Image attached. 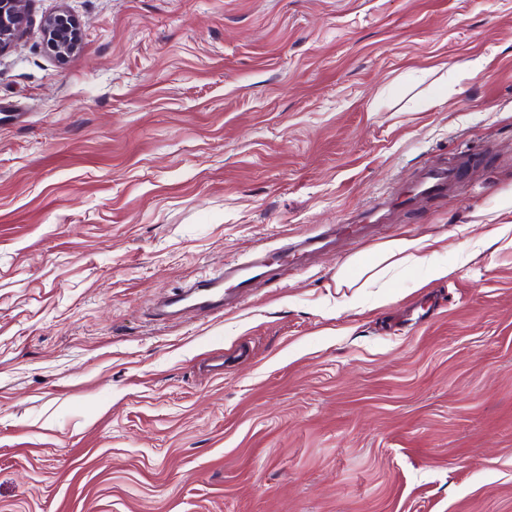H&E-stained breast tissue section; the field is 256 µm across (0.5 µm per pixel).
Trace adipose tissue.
I'll return each mask as SVG.
<instances>
[{"label":"adipose tissue","mask_w":512,"mask_h":512,"mask_svg":"<svg viewBox=\"0 0 512 512\" xmlns=\"http://www.w3.org/2000/svg\"><path fill=\"white\" fill-rule=\"evenodd\" d=\"M491 225L490 233L474 236L480 225ZM459 240L448 247L447 234L426 233L417 237H396L379 243L360 255L350 257L336 271L333 280L337 288L346 290V302L355 303L360 288L388 287L394 272L409 268L419 272L420 285L447 280L456 268L467 265L477 255L495 244L512 247V183L475 204L465 224L455 230ZM453 251V261L441 255Z\"/></svg>","instance_id":"adipose-tissue-1"}]
</instances>
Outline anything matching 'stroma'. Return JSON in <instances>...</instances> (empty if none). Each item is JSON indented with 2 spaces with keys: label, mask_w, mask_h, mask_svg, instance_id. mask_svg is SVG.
I'll list each match as a JSON object with an SVG mask.
<instances>
[{
  "label": "stroma",
  "mask_w": 512,
  "mask_h": 512,
  "mask_svg": "<svg viewBox=\"0 0 512 512\" xmlns=\"http://www.w3.org/2000/svg\"><path fill=\"white\" fill-rule=\"evenodd\" d=\"M25 10L0 53V512H512V248L398 271L383 305L333 282L512 182V0ZM440 162L457 194L347 230ZM331 226L342 248L223 312L156 315ZM78 25L67 11L47 17L43 24L47 47L59 58L65 59L72 54L78 46Z\"/></svg>",
  "instance_id": "35a3bbf8"
}]
</instances>
